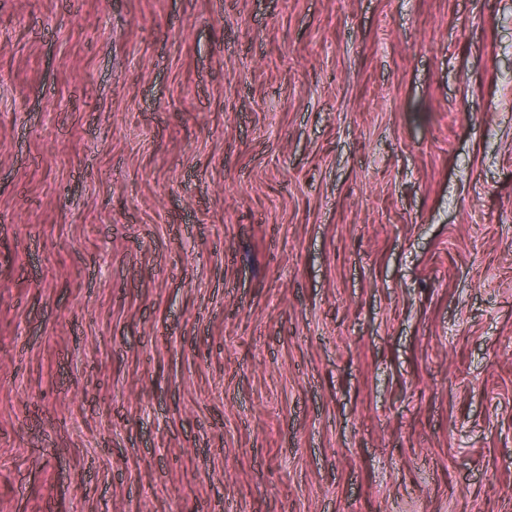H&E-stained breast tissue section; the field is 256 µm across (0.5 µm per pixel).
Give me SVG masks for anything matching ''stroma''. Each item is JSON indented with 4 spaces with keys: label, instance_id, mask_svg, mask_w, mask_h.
<instances>
[{
    "label": "stroma",
    "instance_id": "1",
    "mask_svg": "<svg viewBox=\"0 0 512 512\" xmlns=\"http://www.w3.org/2000/svg\"><path fill=\"white\" fill-rule=\"evenodd\" d=\"M0 512H512V0H0Z\"/></svg>",
    "mask_w": 512,
    "mask_h": 512
}]
</instances>
